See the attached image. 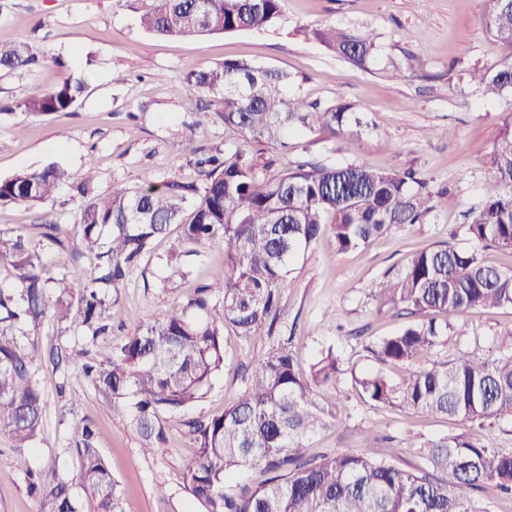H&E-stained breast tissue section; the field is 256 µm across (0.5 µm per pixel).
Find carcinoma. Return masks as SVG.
<instances>
[{"mask_svg":"<svg viewBox=\"0 0 512 512\" xmlns=\"http://www.w3.org/2000/svg\"><path fill=\"white\" fill-rule=\"evenodd\" d=\"M285 0H150L140 16L148 31L170 38L261 30L283 16ZM488 31L512 43V0H482ZM311 39L363 67L373 58L377 34L326 25ZM35 58L0 26V68L27 78ZM485 97L512 92V62L469 72ZM77 78L21 99L14 108L52 115L69 112L84 89ZM288 73L245 59L188 72L186 109L198 95L220 92L224 134L245 143L198 159L199 185L172 179L160 185L112 183L95 195L88 165L77 189L83 197L74 242L59 224H44L47 244L0 231V435L16 448L42 434L45 406L34 370L47 359L58 366L71 355L62 348L39 351L31 337L46 322L61 333L80 331L96 341L119 315L112 298L155 239L176 233L166 258L168 276L184 278L183 258L200 247L224 252V276L196 289L160 318L141 322L125 341L82 370L103 403L128 419L145 452L153 450L160 416L180 418L202 399L224 367V327L252 336L275 322L280 295L291 287V266L329 233L336 251L368 245L398 224H419L433 210L426 181L416 171H380L363 164L327 167L299 159L276 178L258 167L252 146L288 149L291 133L340 135L363 121L341 100L310 101L291 90ZM493 175L483 205L470 213L463 233L470 240L512 253V126L506 125L492 153ZM72 175L51 164L0 180V204L43 202ZM371 296L433 319L411 323L380 339L372 353L384 364L412 362L437 345L448 328L476 308L512 305V269L485 263L476 251L446 244L417 251L404 270L371 288ZM499 356H465L433 364L395 383L381 371L352 376L364 401L397 407L416 416L461 419L479 425L512 415V334L499 338ZM342 374L333 348L320 352L300 375L296 356L279 341L258 360L241 396L206 419L182 421L197 448L183 472L184 487L203 512H488L469 491L494 486L512 493V451L465 435L424 439L423 468L397 463L369 438L351 451L307 457L302 442L335 417L334 402L317 400L322 386L336 387ZM94 422L73 437L81 458L72 480L56 476L32 485L41 512H81V498L98 512H126L112 469L97 447ZM259 467L268 477L241 486L233 476Z\"/></svg>","mask_w":512,"mask_h":512,"instance_id":"carcinoma-1","label":"carcinoma"}]
</instances>
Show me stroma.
<instances>
[{"instance_id":"35a3bbf8","label":"stroma","mask_w":512,"mask_h":512,"mask_svg":"<svg viewBox=\"0 0 512 512\" xmlns=\"http://www.w3.org/2000/svg\"><path fill=\"white\" fill-rule=\"evenodd\" d=\"M136 0H0V25L30 46L36 57L26 81L0 70V179L23 169L54 163L74 176L95 166L94 191L107 194L113 182L158 184L169 179L200 182L197 157L224 145L222 94L202 95L198 113L186 110L181 88L186 73L227 59H246L287 72L304 96L350 104L367 125L331 137L291 136L292 148L258 154L266 176L278 175L304 156L328 166L363 163L387 171H420L433 194L424 223L401 225L369 245L339 253L330 236L313 243L293 266L292 285L282 293L272 330L253 336L224 331V370L187 415L203 418L222 412L244 390L258 358L275 341L287 340L300 370L333 348L344 375L321 401L341 399L336 420L304 442L310 455L356 449L366 430L383 447L400 449V463H422L423 439L467 434L512 451V417L479 428L458 419L417 417L394 407L365 402L350 370L384 371L399 381L423 366L465 355L483 361L497 354L499 337L512 334V307L475 309L464 318L465 332L448 331L417 362L381 365L371 352L375 342L414 322L409 310L381 304L372 284L403 269L419 249L446 243L477 249L487 263L512 267V254L475 248L461 226L477 207L493 170L491 156L507 119L512 96L488 99L468 81L467 72L512 59V44L494 40L480 0H286L284 19L265 31L243 30L198 38L173 39L145 31ZM325 24L369 28L377 49L366 67H357L308 39L304 28ZM69 78L86 85L74 108L49 116L15 110L16 101ZM450 129L447 137L439 129ZM79 205L63 187L36 205H0V230L42 240L41 224L72 229ZM169 239L153 244L151 256L118 290L121 313L109 335L88 345L79 336L59 335L44 324L36 338L44 349L89 348L91 354L122 342L135 324L163 316L176 300L224 276L217 248L187 257L189 274L160 280V263ZM45 401L46 423L28 448L13 447L0 435V512H39L30 483L59 476L72 479L79 456L73 431L82 420L96 423L98 447L119 483L127 512H199L183 486L182 472L195 452L177 420L161 416L163 440L143 452L120 415L112 413L82 373L80 363L45 364L35 372Z\"/></svg>"}]
</instances>
